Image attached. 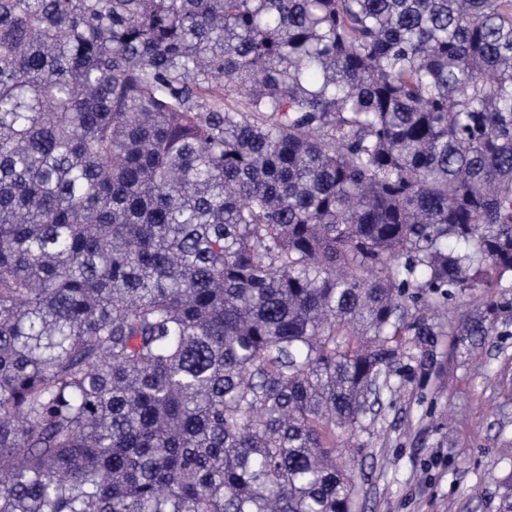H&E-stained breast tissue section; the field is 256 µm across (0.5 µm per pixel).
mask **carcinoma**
Masks as SVG:
<instances>
[{
	"label": "carcinoma",
	"mask_w": 512,
	"mask_h": 512,
	"mask_svg": "<svg viewBox=\"0 0 512 512\" xmlns=\"http://www.w3.org/2000/svg\"><path fill=\"white\" fill-rule=\"evenodd\" d=\"M506 286L512 0H0V512H353Z\"/></svg>",
	"instance_id": "carcinoma-1"
}]
</instances>
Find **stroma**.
<instances>
[{"label": "stroma", "instance_id": "1", "mask_svg": "<svg viewBox=\"0 0 512 512\" xmlns=\"http://www.w3.org/2000/svg\"><path fill=\"white\" fill-rule=\"evenodd\" d=\"M431 376L410 362L343 449L356 512H499L512 474V323L471 354L441 337Z\"/></svg>", "mask_w": 512, "mask_h": 512}]
</instances>
